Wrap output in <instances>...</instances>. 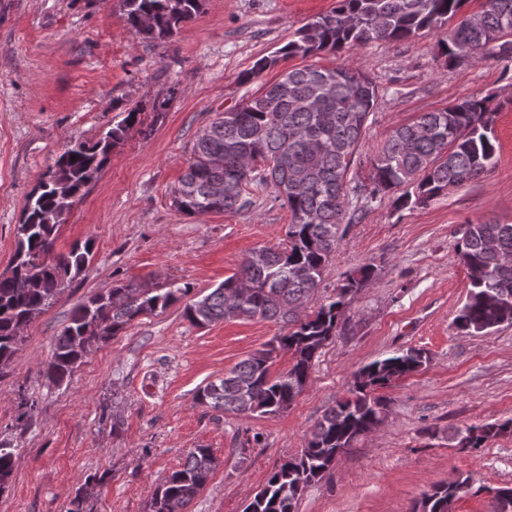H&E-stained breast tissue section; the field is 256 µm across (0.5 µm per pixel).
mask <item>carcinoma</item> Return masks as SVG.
Returning <instances> with one entry per match:
<instances>
[{
  "mask_svg": "<svg viewBox=\"0 0 512 512\" xmlns=\"http://www.w3.org/2000/svg\"><path fill=\"white\" fill-rule=\"evenodd\" d=\"M466 2L336 0V6L311 18L294 39L257 59L250 76L257 77L288 58L334 54L380 40H406L444 26ZM121 4L136 34L165 40L197 16L202 0H121ZM504 36L512 44V0H484L476 19H462L439 47L450 66L488 55L511 60L512 53L503 52ZM377 103L376 84L362 70L307 65L284 72L258 95L220 113L195 140L187 170L173 191L177 210L190 216L241 211L249 204L246 188L259 182L273 187L291 216L284 243L251 252L237 272L185 307L186 318L197 325L258 317L290 327L288 334L240 361L219 382L206 385L199 393L200 403L245 417L287 411L305 389L315 357L336 335L347 297L372 281L374 270L365 266L347 277L317 311L297 316L298 308L319 287L336 251L349 195L364 190L351 186L348 175ZM497 114L498 107L489 97H471L395 127L373 162L369 197L411 185L414 192L406 191L392 202L405 208L479 178L495 159ZM139 116V110L132 109L98 141L67 146L48 170L49 179L42 180L29 197L16 230L13 275L0 274V362H10L20 349L19 327L51 307L65 284L91 263L90 238L66 253L54 252L66 215L63 205L99 176L111 150L127 138ZM457 251L470 279L457 328L473 335L511 325L512 224H468ZM191 292L187 284L165 288L117 284L90 297L75 307L56 337L44 370L46 379L55 385L64 383L93 346ZM281 352L291 354L292 365L274 374L272 366ZM425 360L423 351L408 349L359 370L349 395L324 413L300 453L267 476L244 512H295L304 488L336 464V451H345L383 420L389 402L378 390L417 371ZM504 428L503 424L469 426L455 436L459 440L466 436L470 447L480 448ZM16 463V449L0 442L1 493L11 486ZM215 468L211 449H190L184 463L157 486L149 512H187L201 491L198 477ZM467 485L468 478L462 476L449 485H437L413 512H451Z\"/></svg>",
  "mask_w": 512,
  "mask_h": 512,
  "instance_id": "1",
  "label": "carcinoma"
}]
</instances>
